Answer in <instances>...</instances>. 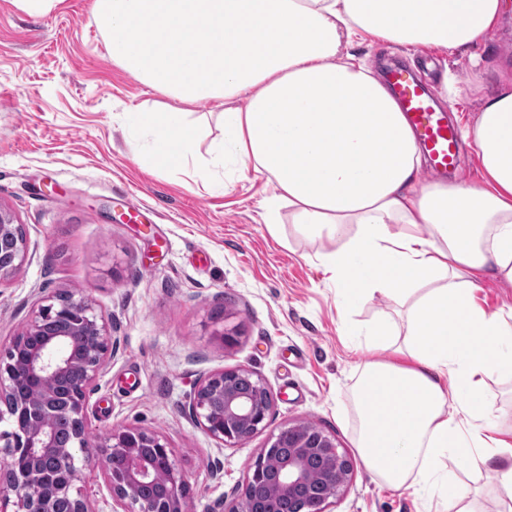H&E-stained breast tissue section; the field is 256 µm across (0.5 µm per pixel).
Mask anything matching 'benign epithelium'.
Returning <instances> with one entry per match:
<instances>
[{"label": "benign epithelium", "instance_id": "1", "mask_svg": "<svg viewBox=\"0 0 512 512\" xmlns=\"http://www.w3.org/2000/svg\"><path fill=\"white\" fill-rule=\"evenodd\" d=\"M24 227L0 208V282L26 262ZM114 341L108 320L89 299L71 291L41 298L25 329L0 352V512H95L78 483L85 474L78 455L96 448L106 461L104 479L113 512H187V481L171 448L161 437L135 429L114 428L97 444L87 438L85 404L112 359ZM79 376L63 389L59 376ZM42 385V403L21 406L16 389ZM274 406L265 383L247 369L208 375L194 392L191 414L213 438L226 446L243 443L264 430ZM71 424L63 445L55 421ZM352 461L316 426L290 424L269 437L248 466L245 483L227 512H268L286 500L297 512H326L329 499L350 481ZM332 488L318 498L312 489Z\"/></svg>", "mask_w": 512, "mask_h": 512}]
</instances>
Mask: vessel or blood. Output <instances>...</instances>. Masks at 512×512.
I'll list each match as a JSON object with an SVG mask.
<instances>
[{
    "instance_id": "vessel-or-blood-1",
    "label": "vessel or blood",
    "mask_w": 512,
    "mask_h": 512,
    "mask_svg": "<svg viewBox=\"0 0 512 512\" xmlns=\"http://www.w3.org/2000/svg\"><path fill=\"white\" fill-rule=\"evenodd\" d=\"M384 82L404 113L431 170L456 171L459 165L458 130L446 120L441 110L435 108L428 88L402 69L389 71Z\"/></svg>"
}]
</instances>
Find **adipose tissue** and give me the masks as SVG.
<instances>
[{"label": "adipose tissue", "mask_w": 512, "mask_h": 512, "mask_svg": "<svg viewBox=\"0 0 512 512\" xmlns=\"http://www.w3.org/2000/svg\"><path fill=\"white\" fill-rule=\"evenodd\" d=\"M503 0H95L113 61L177 107L130 113L152 168L200 165L186 105L205 101L224 137L209 165L255 171L292 223L333 243L323 265L345 309L380 295L406 308L362 333L404 363L373 361L356 394L359 446L387 487L421 490L452 456L488 466L512 512V440L496 436L486 377H512V324L473 302L479 279L512 283V79L468 126L477 183H423L414 135L352 48L360 39L468 50ZM246 99L245 108L235 107ZM454 378L447 388L445 378Z\"/></svg>", "instance_id": "adipose-tissue-1"}]
</instances>
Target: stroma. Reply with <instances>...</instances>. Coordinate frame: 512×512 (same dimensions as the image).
Listing matches in <instances>:
<instances>
[{"label":"stroma","instance_id":"stroma-1","mask_svg":"<svg viewBox=\"0 0 512 512\" xmlns=\"http://www.w3.org/2000/svg\"><path fill=\"white\" fill-rule=\"evenodd\" d=\"M94 0H62L30 14L0 0V206L23 224L28 260L0 283V345L21 332L35 301L73 290L109 320L116 350L86 400L91 438L113 428L161 436L189 484V512H225L269 434L306 421L353 460L348 486L326 512H496L490 468L448 458L443 475L459 500L391 490L365 465L354 392L366 363L382 359L361 325L399 306L375 296L344 311L324 274L325 240L303 235L288 208L268 229L264 204L275 192L264 175L226 174L211 188L187 189V175L141 168L147 139L130 112L169 97L116 65L91 22ZM374 76L394 64L419 72L459 127L512 77V0L497 27L466 54L364 41ZM461 95H444L445 70ZM240 336L225 345V327ZM246 368L275 397L263 432L233 447L190 414L196 385L211 373Z\"/></svg>","mask_w":512,"mask_h":512}]
</instances>
